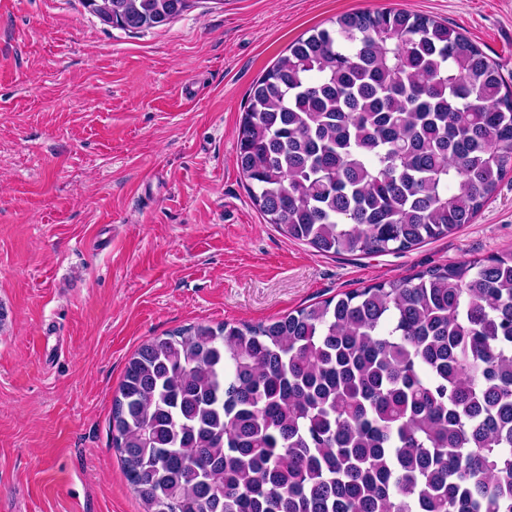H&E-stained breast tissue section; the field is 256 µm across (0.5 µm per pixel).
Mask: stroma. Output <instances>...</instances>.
<instances>
[{
    "instance_id": "obj_1",
    "label": "stroma",
    "mask_w": 512,
    "mask_h": 512,
    "mask_svg": "<svg viewBox=\"0 0 512 512\" xmlns=\"http://www.w3.org/2000/svg\"><path fill=\"white\" fill-rule=\"evenodd\" d=\"M383 8L448 21L512 83V0H192L140 32L82 0H0V512H142L109 429L142 343L512 248V178L474 223L387 255H322L253 205V82Z\"/></svg>"
}]
</instances>
